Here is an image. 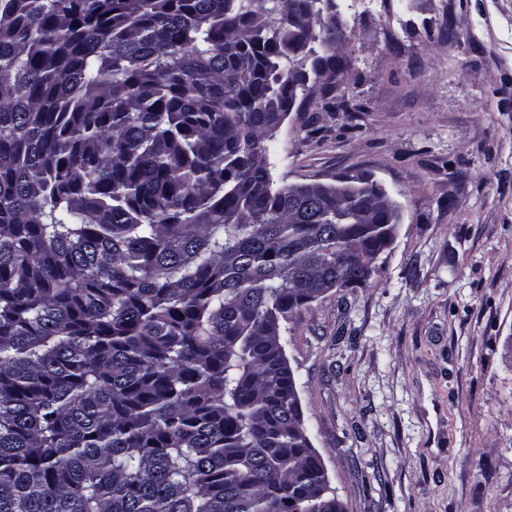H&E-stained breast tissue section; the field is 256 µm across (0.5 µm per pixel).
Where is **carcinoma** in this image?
I'll return each instance as SVG.
<instances>
[{"label":"carcinoma","instance_id":"cac0c4a2","mask_svg":"<svg viewBox=\"0 0 512 512\" xmlns=\"http://www.w3.org/2000/svg\"><path fill=\"white\" fill-rule=\"evenodd\" d=\"M333 0H0V512H336L282 328L395 238L271 187Z\"/></svg>","mask_w":512,"mask_h":512}]
</instances>
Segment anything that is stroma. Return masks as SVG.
<instances>
[{"instance_id": "35a3bbf8", "label": "stroma", "mask_w": 512, "mask_h": 512, "mask_svg": "<svg viewBox=\"0 0 512 512\" xmlns=\"http://www.w3.org/2000/svg\"><path fill=\"white\" fill-rule=\"evenodd\" d=\"M333 9L365 110L291 112L273 185L364 175L399 220L367 284L287 324L306 428L344 512H512V0Z\"/></svg>"}]
</instances>
